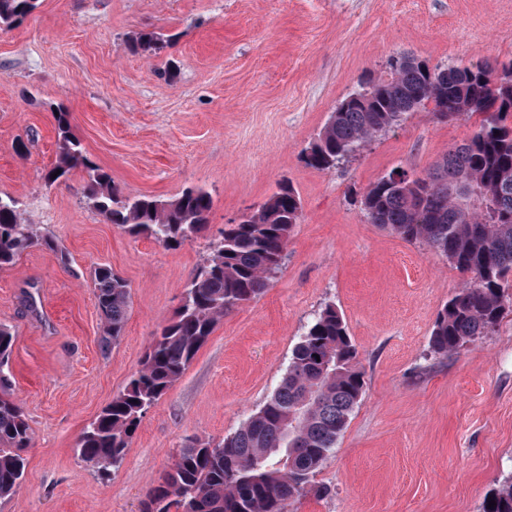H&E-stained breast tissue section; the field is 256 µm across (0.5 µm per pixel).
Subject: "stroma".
Instances as JSON below:
<instances>
[{"label": "stroma", "instance_id": "1", "mask_svg": "<svg viewBox=\"0 0 512 512\" xmlns=\"http://www.w3.org/2000/svg\"><path fill=\"white\" fill-rule=\"evenodd\" d=\"M140 31L175 40L150 58L128 47ZM398 54L510 64L512 0H38L0 32V196L58 245L0 269L12 394L32 430L21 486L0 512H140L181 448L221 441L265 403L329 303L359 350L365 393L314 477L330 495L307 494L292 512H481L512 477V311L435 356L433 324L464 276L369 223L360 205L392 169L434 167L473 120L413 112L335 168L300 159L336 104ZM58 107L126 192L209 191L208 231L169 249L106 223L81 171L47 183ZM283 182L300 196L302 221L279 272L215 326L144 415L121 467L100 476L76 452L83 429L140 369L224 225ZM101 264L130 289L123 335L107 352L93 282Z\"/></svg>", "mask_w": 512, "mask_h": 512}]
</instances>
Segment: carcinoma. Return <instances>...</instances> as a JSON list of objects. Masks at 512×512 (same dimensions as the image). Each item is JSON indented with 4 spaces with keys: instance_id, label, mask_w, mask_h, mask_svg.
I'll return each mask as SVG.
<instances>
[{
    "instance_id": "obj_1",
    "label": "carcinoma",
    "mask_w": 512,
    "mask_h": 512,
    "mask_svg": "<svg viewBox=\"0 0 512 512\" xmlns=\"http://www.w3.org/2000/svg\"><path fill=\"white\" fill-rule=\"evenodd\" d=\"M36 2L0 0V26L20 23ZM171 42L170 36L141 31L129 46L157 57ZM366 87L331 112L301 153L306 166L336 167L430 103L441 119L477 117L469 139L426 174L394 169L361 199L370 223L426 245L466 275L430 335L433 353L446 358L494 330L512 310V67L497 78L487 61L431 67L398 57ZM55 121L57 163L46 174L48 182L83 172L86 199L106 222L168 248L207 231L213 205L207 190L190 187L172 200L125 193L73 135L70 113L58 110ZM18 209L17 200L0 196V268L36 246L56 249L51 237L21 223ZM301 219L300 198L283 183L244 222L224 225L187 283L175 317L151 341L141 369L83 431L78 453L84 461L95 469L104 463L111 471L120 467L143 416L185 372L217 321L270 286ZM94 284L106 351L122 336L129 285L109 266L96 268ZM13 341L12 329L1 324L0 500L16 494L26 466L22 452L30 443L28 418L11 393L7 366ZM364 386L359 351L343 315L327 304L294 347L286 373L263 406L222 441L197 440L181 449L142 500L141 512H288L291 501L313 487ZM482 512H512V479L488 493Z\"/></svg>"
}]
</instances>
